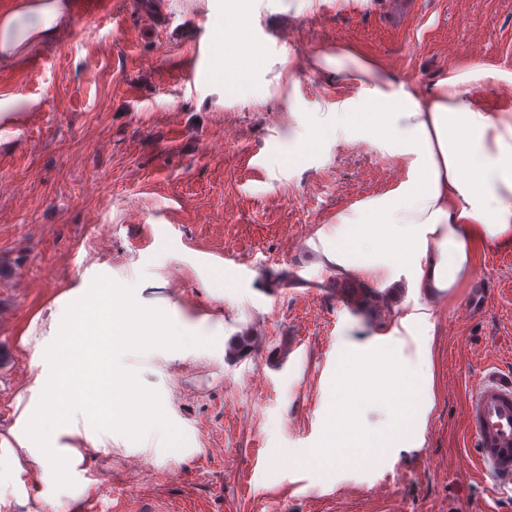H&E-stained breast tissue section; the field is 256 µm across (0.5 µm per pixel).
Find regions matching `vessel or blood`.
<instances>
[{"label":"vessel or blood","instance_id":"1","mask_svg":"<svg viewBox=\"0 0 512 512\" xmlns=\"http://www.w3.org/2000/svg\"><path fill=\"white\" fill-rule=\"evenodd\" d=\"M469 445L485 473L512 487V373L494 370L472 389L467 403Z\"/></svg>","mask_w":512,"mask_h":512}]
</instances>
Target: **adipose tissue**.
Here are the masks:
<instances>
[{"instance_id": "ef3b65f1", "label": "adipose tissue", "mask_w": 512, "mask_h": 512, "mask_svg": "<svg viewBox=\"0 0 512 512\" xmlns=\"http://www.w3.org/2000/svg\"><path fill=\"white\" fill-rule=\"evenodd\" d=\"M312 68L334 71L357 86L337 121L358 141L379 146L407 164L396 187L361 201L357 217L342 222L344 245L324 246L337 275L364 279L386 271L385 286L407 274L419 293L466 287L474 276L477 246L512 244V107L489 111L477 83L512 85V72L477 66L449 69L431 89L398 80L380 61L347 45L314 56ZM155 279L113 288L98 277L63 290L25 332L34 340L30 371L13 405L14 420L0 430V487L13 495L35 487L36 499L53 507L59 491L81 499L86 472L99 456H111L112 427L63 416L53 395L65 375L57 343L93 315L111 323L112 308L132 298L141 308L179 318V337L199 335Z\"/></svg>"}]
</instances>
